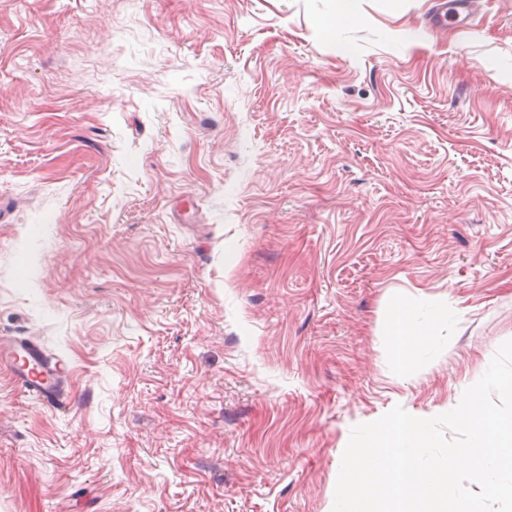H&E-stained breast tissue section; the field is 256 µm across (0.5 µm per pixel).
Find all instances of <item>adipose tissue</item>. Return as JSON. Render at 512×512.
<instances>
[{
	"mask_svg": "<svg viewBox=\"0 0 512 512\" xmlns=\"http://www.w3.org/2000/svg\"><path fill=\"white\" fill-rule=\"evenodd\" d=\"M448 323V310L421 297L416 304H399L390 322L394 362L399 373H407L419 359L431 336Z\"/></svg>",
	"mask_w": 512,
	"mask_h": 512,
	"instance_id": "1",
	"label": "adipose tissue"
}]
</instances>
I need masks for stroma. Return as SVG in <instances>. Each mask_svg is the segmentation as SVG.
<instances>
[{
  "instance_id": "obj_1",
  "label": "stroma",
  "mask_w": 512,
  "mask_h": 512,
  "mask_svg": "<svg viewBox=\"0 0 512 512\" xmlns=\"http://www.w3.org/2000/svg\"><path fill=\"white\" fill-rule=\"evenodd\" d=\"M329 6L0 0V336L71 369L0 366V512H331L353 426L512 339V0ZM331 9L317 20V26L322 34L330 39L336 38V33L351 24L358 17L354 11V0H332ZM447 324V307L434 304L427 296L416 304L401 303L393 309L389 336L400 376L409 372L429 338ZM0 364L32 399L55 408L69 404L70 368L25 336H0Z\"/></svg>"
}]
</instances>
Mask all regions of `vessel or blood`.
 <instances>
[{"mask_svg":"<svg viewBox=\"0 0 512 512\" xmlns=\"http://www.w3.org/2000/svg\"><path fill=\"white\" fill-rule=\"evenodd\" d=\"M0 365L8 368L32 399L63 408L69 403L70 368L24 336H0Z\"/></svg>","mask_w":512,"mask_h":512,"instance_id":"vessel-or-blood-1","label":"vessel or blood"}]
</instances>
